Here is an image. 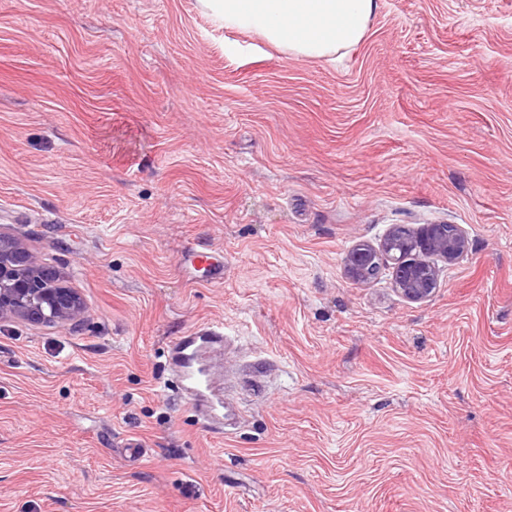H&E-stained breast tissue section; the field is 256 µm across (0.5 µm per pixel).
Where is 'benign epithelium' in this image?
Wrapping results in <instances>:
<instances>
[{
    "label": "benign epithelium",
    "mask_w": 512,
    "mask_h": 512,
    "mask_svg": "<svg viewBox=\"0 0 512 512\" xmlns=\"http://www.w3.org/2000/svg\"><path fill=\"white\" fill-rule=\"evenodd\" d=\"M391 228L378 246L360 243L346 257L345 272L349 280H369V265H393V286L410 301H424L435 292L440 269L437 261L448 264L462 258L469 250L467 232L459 224H426L410 230L414 241L426 247L409 254L397 252ZM83 312L78 293L66 287H47V268L27 244L0 225V320L21 318L29 322L45 321L62 327L75 321Z\"/></svg>",
    "instance_id": "benign-epithelium-1"
}]
</instances>
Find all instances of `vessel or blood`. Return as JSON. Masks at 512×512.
I'll use <instances>...</instances> for the list:
<instances>
[{"mask_svg": "<svg viewBox=\"0 0 512 512\" xmlns=\"http://www.w3.org/2000/svg\"><path fill=\"white\" fill-rule=\"evenodd\" d=\"M182 266L206 269L208 279L218 282L224 278V256L207 249H191L181 259ZM224 351L223 331L203 327L173 339L167 346V365L174 375L181 393L194 409L205 411L209 424H216L218 407L213 397L214 373L207 369Z\"/></svg>", "mask_w": 512, "mask_h": 512, "instance_id": "vessel-or-blood-1", "label": "vessel or blood"}]
</instances>
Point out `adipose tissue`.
Wrapping results in <instances>:
<instances>
[{"instance_id":"obj_1","label":"adipose tissue","mask_w":512,"mask_h":512,"mask_svg":"<svg viewBox=\"0 0 512 512\" xmlns=\"http://www.w3.org/2000/svg\"><path fill=\"white\" fill-rule=\"evenodd\" d=\"M225 28L257 34L299 59H331L358 45L377 0H199Z\"/></svg>"}]
</instances>
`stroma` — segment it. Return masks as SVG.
<instances>
[{
	"label": "stroma",
	"mask_w": 512,
	"mask_h": 512,
	"mask_svg": "<svg viewBox=\"0 0 512 512\" xmlns=\"http://www.w3.org/2000/svg\"><path fill=\"white\" fill-rule=\"evenodd\" d=\"M1 224L85 311L0 321V512H512V0H378L333 61L198 0H0ZM424 224L470 240L429 300L347 279ZM204 322L223 435L164 371ZM183 267H191L195 271L204 268L210 282L224 279V255L207 249H190L181 259Z\"/></svg>",
	"instance_id": "stroma-1"
}]
</instances>
